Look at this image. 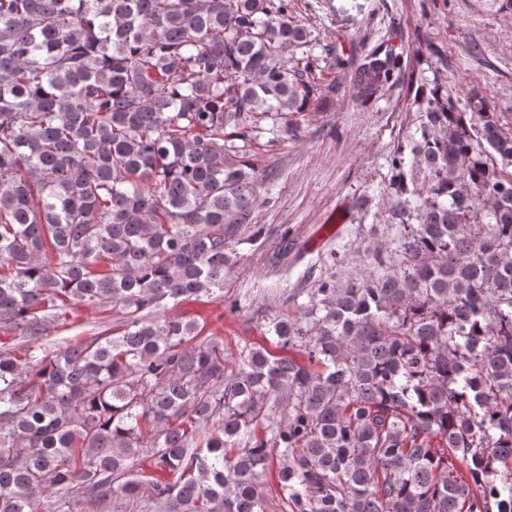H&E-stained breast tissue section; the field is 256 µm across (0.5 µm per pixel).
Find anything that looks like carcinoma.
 Instances as JSON below:
<instances>
[{"label": "carcinoma", "mask_w": 512, "mask_h": 512, "mask_svg": "<svg viewBox=\"0 0 512 512\" xmlns=\"http://www.w3.org/2000/svg\"><path fill=\"white\" fill-rule=\"evenodd\" d=\"M292 0H0V512H512V134L435 88L391 159L392 248L227 369L251 143L336 92ZM353 96L408 77L378 46ZM431 174L416 188L413 167ZM123 324L47 336L71 306Z\"/></svg>", "instance_id": "1"}]
</instances>
